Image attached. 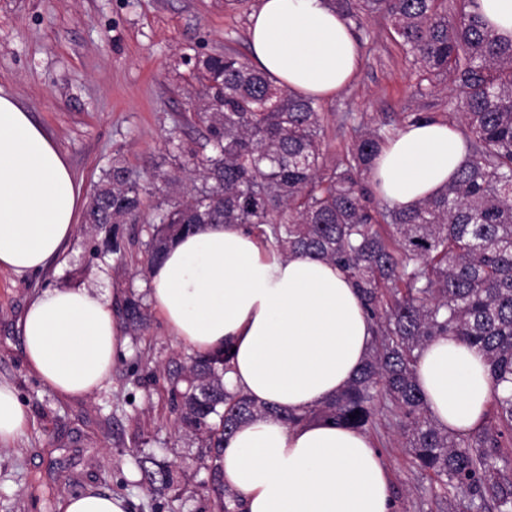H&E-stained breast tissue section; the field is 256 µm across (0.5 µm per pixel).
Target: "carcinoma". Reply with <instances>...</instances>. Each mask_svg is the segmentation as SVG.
I'll return each instance as SVG.
<instances>
[{
  "label": "carcinoma",
  "mask_w": 512,
  "mask_h": 512,
  "mask_svg": "<svg viewBox=\"0 0 512 512\" xmlns=\"http://www.w3.org/2000/svg\"><path fill=\"white\" fill-rule=\"evenodd\" d=\"M355 31L381 16L421 72L413 95L447 80L463 93L459 112H401L397 127L440 122L459 127L469 159L438 193L409 209L392 207L369 185L373 159L391 133L361 124L346 153L325 156L327 117L312 98L275 84L232 52L200 57L204 87L195 116L204 143L167 139L177 176L142 185L120 162L98 184L85 223L107 250L125 252L117 225L140 224L146 265L203 224H238L271 234L285 256L329 260L353 279L375 326V344L358 376L301 415L224 387L226 353H187L166 370L168 405L184 436L215 449L209 457L213 512H234L220 453L239 426L273 416L286 425L321 419L367 431L386 409L398 418L413 466L439 486L448 512H512V40L492 33L475 0H329ZM156 204L147 209L146 200ZM137 335L150 315L130 294L118 307ZM482 351L492 381L480 430L464 438L428 415L416 384L418 356L437 336ZM141 479L163 494L177 479L150 454Z\"/></svg>",
  "instance_id": "carcinoma-1"
}]
</instances>
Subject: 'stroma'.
<instances>
[{
	"instance_id": "35a3bbf8",
	"label": "stroma",
	"mask_w": 512,
	"mask_h": 512,
	"mask_svg": "<svg viewBox=\"0 0 512 512\" xmlns=\"http://www.w3.org/2000/svg\"><path fill=\"white\" fill-rule=\"evenodd\" d=\"M259 0L230 8L224 0H0V90L12 94L57 146L82 183L83 198L120 156L134 178L175 173L164 138L178 130L188 143L205 129L195 122L201 86L194 62L231 50L249 56L247 29ZM362 66L338 95L321 100L332 114L326 150L336 159L351 138L337 118L391 121L428 107L454 112V86L419 101L417 71L383 18L367 22ZM77 229L63 260L18 276L0 270V382L28 415L24 433L0 445V512H59L69 494L122 496L128 512H208L201 487L209 472L198 441L179 436L155 376L182 352L159 315L143 338H129L112 380L87 398L49 391L24 360L18 322L31 298L47 288H94L116 298L146 293L143 262L123 264ZM392 477L394 512H439L430 481L410 462L395 426L382 412L369 432ZM164 456L185 495H159L140 483L134 452Z\"/></svg>"
}]
</instances>
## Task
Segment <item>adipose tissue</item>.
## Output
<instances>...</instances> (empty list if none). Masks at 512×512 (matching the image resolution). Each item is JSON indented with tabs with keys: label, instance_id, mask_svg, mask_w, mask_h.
<instances>
[{
	"label": "adipose tissue",
	"instance_id": "adipose-tissue-1",
	"mask_svg": "<svg viewBox=\"0 0 512 512\" xmlns=\"http://www.w3.org/2000/svg\"><path fill=\"white\" fill-rule=\"evenodd\" d=\"M251 57L276 84L331 97L361 65L354 31L327 0H260L248 28ZM468 156L441 123L400 129L376 158L379 196L401 208L447 184ZM80 189L64 156L10 95L0 92V269L37 272L58 259L78 225ZM149 301L190 352L230 351L227 390L305 411L356 377L374 325L336 264L284 257L236 224H207L177 240L149 272ZM29 367L52 391L87 397L111 380L127 336L107 295L93 288L38 294L20 322ZM416 382L433 420L477 431L491 401L484 356L454 336L420 353ZM13 389L0 383V445L26 429ZM224 484L241 512H393L391 477L370 437L321 420L242 425L226 443Z\"/></svg>",
	"mask_w": 512,
	"mask_h": 512
}]
</instances>
